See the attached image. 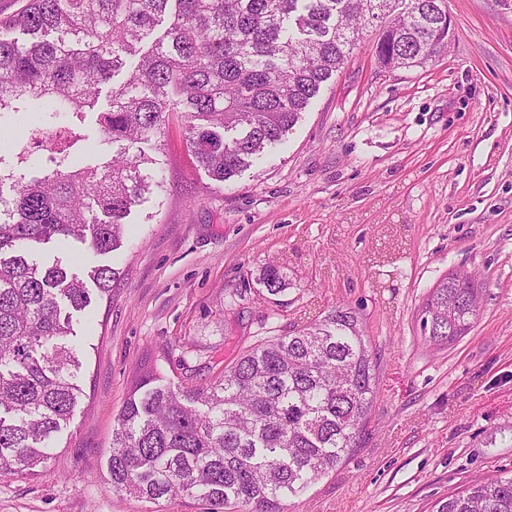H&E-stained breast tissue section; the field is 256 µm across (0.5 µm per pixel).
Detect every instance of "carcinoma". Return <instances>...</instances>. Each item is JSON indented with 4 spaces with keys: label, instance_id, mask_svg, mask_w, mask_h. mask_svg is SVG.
Wrapping results in <instances>:
<instances>
[{
    "label": "carcinoma",
    "instance_id": "obj_1",
    "mask_svg": "<svg viewBox=\"0 0 512 512\" xmlns=\"http://www.w3.org/2000/svg\"><path fill=\"white\" fill-rule=\"evenodd\" d=\"M446 0H29L0 20V120L22 113L33 141L51 134L43 167L0 124V476L32 475L56 459L58 434L83 388L70 344L71 312L91 303L82 279L26 247L122 244L126 214L160 188L170 117L185 146L218 183L281 142L333 74L362 25L376 21L384 68L425 64L448 43ZM168 27L153 38L162 18ZM19 31L24 41L3 32ZM153 39L97 113L106 161L78 122L102 86ZM154 143V154L139 147ZM9 185L11 195L1 191ZM118 272L90 271L109 297ZM478 275L453 272L426 299L425 339L448 346L477 315ZM266 291L286 276L268 266ZM378 386L377 359L346 306L284 336H257L207 383L184 385L154 364L112 428V490L138 502L200 500L209 512H284V503L336 472L358 447ZM434 512H512V476H493L435 504Z\"/></svg>",
    "mask_w": 512,
    "mask_h": 512
}]
</instances>
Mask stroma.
I'll use <instances>...</instances> for the list:
<instances>
[{"mask_svg":"<svg viewBox=\"0 0 512 512\" xmlns=\"http://www.w3.org/2000/svg\"><path fill=\"white\" fill-rule=\"evenodd\" d=\"M453 35L421 67L379 68L375 25L285 141L219 184L171 124L163 193L126 219L119 250L68 241L36 249L80 277L119 280L74 322L83 396L58 460L0 477V512H149L113 492L115 416L158 355L198 381L266 331L284 334L338 306L360 317L380 383L347 463L287 512H430L434 501L512 470V0H447ZM268 266L288 288L268 294ZM484 302L454 345L425 342L421 309L454 271ZM241 294L235 309L224 301ZM119 272L110 266H98L90 271V279L94 282L97 295L101 297H109L112 294V288L116 282Z\"/></svg>","mask_w":512,"mask_h":512,"instance_id":"stroma-1","label":"stroma"}]
</instances>
